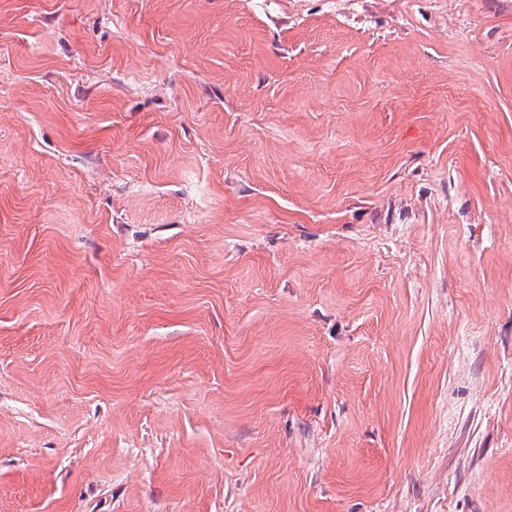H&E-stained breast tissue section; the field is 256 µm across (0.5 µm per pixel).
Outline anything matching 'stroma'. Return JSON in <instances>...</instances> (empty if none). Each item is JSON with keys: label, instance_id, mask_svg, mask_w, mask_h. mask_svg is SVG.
I'll return each instance as SVG.
<instances>
[{"label": "stroma", "instance_id": "stroma-1", "mask_svg": "<svg viewBox=\"0 0 512 512\" xmlns=\"http://www.w3.org/2000/svg\"><path fill=\"white\" fill-rule=\"evenodd\" d=\"M0 512H512V0H0Z\"/></svg>", "mask_w": 512, "mask_h": 512}]
</instances>
